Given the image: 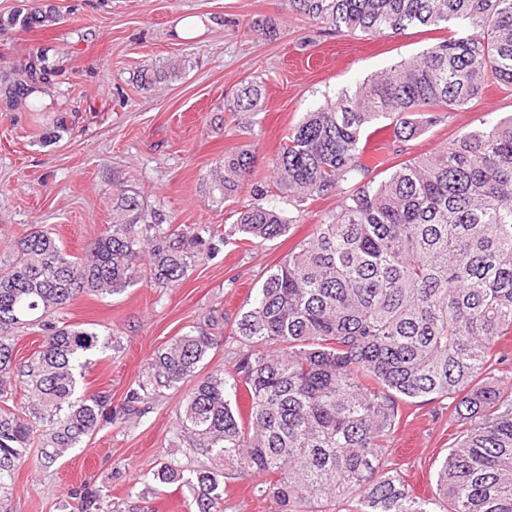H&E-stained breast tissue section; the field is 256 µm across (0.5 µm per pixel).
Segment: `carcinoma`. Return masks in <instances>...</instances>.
I'll list each match as a JSON object with an SVG mask.
<instances>
[{"label": "carcinoma", "mask_w": 512, "mask_h": 512, "mask_svg": "<svg viewBox=\"0 0 512 512\" xmlns=\"http://www.w3.org/2000/svg\"><path fill=\"white\" fill-rule=\"evenodd\" d=\"M288 9L325 30L398 35L412 27L465 34L360 83L336 102L306 113L272 164L280 194L300 206L329 194L330 211L271 272L237 335L250 348L236 376L199 379L181 428L215 465L186 474L163 464L155 480L181 492L188 512H223L224 470L251 473L253 492L280 512H437L395 470L386 444L398 402L449 401L464 429L437 470L447 512H512V384L490 375L495 346L512 335V115L466 132L438 153L389 165L381 181L362 163L370 137L388 121L408 141L433 113L459 111L491 83L512 89V0H287ZM60 20L56 6H34L0 32ZM171 62L143 69L150 88L178 76ZM63 73L39 52L29 55L0 96L9 109L61 83ZM262 82L241 84L224 110L261 112ZM248 150L224 155L208 194L226 202L252 176ZM112 224L83 257L34 229L0 260V512L14 477L39 440L38 463L52 466L112 423L105 392L78 393L90 355L118 339L64 321L79 296H112L146 281L175 287L189 267L236 235L261 243L286 232L292 218L275 205L237 212L224 232L206 224H168L139 192L119 187ZM38 326L41 345L25 360L16 333ZM219 317L157 350L146 374L126 392L123 415H142L149 400L195 377L218 345ZM23 400L17 401L18 392ZM244 392L247 417L231 406ZM70 497L80 512H123L111 495L86 484Z\"/></svg>", "instance_id": "carcinoma-1"}]
</instances>
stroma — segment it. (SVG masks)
<instances>
[{"instance_id": "35a3bbf8", "label": "stroma", "mask_w": 512, "mask_h": 512, "mask_svg": "<svg viewBox=\"0 0 512 512\" xmlns=\"http://www.w3.org/2000/svg\"><path fill=\"white\" fill-rule=\"evenodd\" d=\"M65 7L61 23L34 29L16 25L0 34V77H12L30 53L63 70L67 82L40 92L35 110L0 103V254L34 226L52 232L74 256L112 221V188L135 189L170 224L223 229L256 201L255 186L294 221L281 237L257 245L233 239L214 256L189 268L173 288L139 283L119 295L82 296L66 310L69 323L121 340L119 350L92 355L81 381L87 391L108 392L112 423L84 440L51 467L37 464L40 447L17 471L11 512H60L74 486L109 491L124 512L148 501L151 512H186L181 494L156 492L155 474L167 461L184 469L210 465L207 455L179 447L177 432L192 382L153 401L136 422L121 408L128 388L144 374L154 352L202 322L224 316V334L199 367L200 376L232 374L245 345L236 322L258 288L289 251L336 207L335 196L295 206L277 196L270 178L273 158L305 112L342 90L447 38V30L411 28L376 38L319 28L289 12L286 0H50ZM200 26L183 38L186 17ZM275 21L273 36L250 32L258 18ZM168 60L180 75L139 88L140 70ZM256 78L266 88L264 109L251 114L250 131L235 126L224 105L241 83ZM512 114V90L489 86L467 109L438 113L424 134L393 142L391 164L432 155L465 132ZM247 149L254 171L233 200L209 199L205 184L224 153ZM389 441L390 468L407 484L439 500L436 472L449 452L458 422L447 402L399 405ZM224 512H279L277 503L253 492L248 476L224 481Z\"/></svg>"}]
</instances>
